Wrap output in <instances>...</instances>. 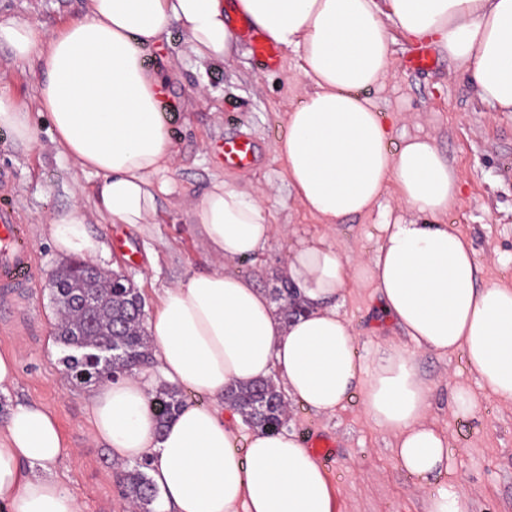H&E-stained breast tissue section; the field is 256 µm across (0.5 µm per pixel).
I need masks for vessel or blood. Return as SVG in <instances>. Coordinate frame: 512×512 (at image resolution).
Masks as SVG:
<instances>
[{"label": "vessel or blood", "mask_w": 512, "mask_h": 512, "mask_svg": "<svg viewBox=\"0 0 512 512\" xmlns=\"http://www.w3.org/2000/svg\"><path fill=\"white\" fill-rule=\"evenodd\" d=\"M237 32L251 45L261 69H271L280 62L278 44L262 31L254 28L246 17L235 21ZM220 152L226 166L240 170L250 169L255 161L256 147L246 137L225 139ZM37 255L27 240L26 227L19 223L8 201H0V298L11 300L32 288Z\"/></svg>", "instance_id": "b4317fda"}]
</instances>
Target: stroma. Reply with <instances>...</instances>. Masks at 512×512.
<instances>
[{
    "mask_svg": "<svg viewBox=\"0 0 512 512\" xmlns=\"http://www.w3.org/2000/svg\"><path fill=\"white\" fill-rule=\"evenodd\" d=\"M85 7L86 0H0V16L20 17L51 33ZM413 49V44L396 38L390 77L370 96L392 125L395 140L435 138L462 181L458 202L442 216V223L453 225L469 240L481 282L512 287V114L491 111L476 99L467 77L445 57H438L430 72L405 68ZM153 58L168 71L175 155L166 174L170 192L161 197L154 224L143 231L114 226L97 213V176L81 171L58 152L49 118L38 109L39 71L33 64L17 62L0 45V87L27 106L35 129V141L27 148L0 134V175L5 178L0 189L26 224L38 257L28 297L19 302L11 320L0 318V354L18 360L15 384L0 393V417L15 404L36 403L56 418L67 451L54 472L78 495L83 512H124V500L116 483L117 462L93 434L88 415L91 387L64 374L68 350L55 339L48 280L65 258L45 232L46 218L76 205L94 238L108 241L120 234L125 249L113 250L111 260L100 266L130 279L151 315L165 288L218 267L187 208L202 198L214 178L248 192L263 191L261 201L276 232L263 253L237 261L231 270L268 291L281 285L293 244L288 228L326 235L349 253L366 255L381 244L384 209L399 196L397 186L388 184L371 214L326 227L289 193L275 141L288 112L300 101L301 61L296 53L283 51L277 68L263 70L242 39L232 56L200 63L189 56L173 24ZM229 135L254 141L257 153L251 169L225 167L217 155L216 146ZM379 303L375 289L353 285L341 312L364 360L389 345L415 351L419 370L432 388L429 420L451 444L448 471L437 482L423 485L403 470L394 458L391 437L368 419L360 396L333 415L289 404L288 429L311 443L325 437L335 444V457L325 466L333 512H426L429 499L450 483L463 494L468 512H512V402L481 388L462 352L416 351ZM458 387L475 398L476 410L470 416L455 412L452 392Z\"/></svg>",
    "mask_w": 512,
    "mask_h": 512,
    "instance_id": "obj_1",
    "label": "stroma"
}]
</instances>
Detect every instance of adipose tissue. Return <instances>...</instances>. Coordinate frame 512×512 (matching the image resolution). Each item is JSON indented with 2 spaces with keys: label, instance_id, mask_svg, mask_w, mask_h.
Returning <instances> with one entry per match:
<instances>
[{
  "label": "adipose tissue",
  "instance_id": "1",
  "mask_svg": "<svg viewBox=\"0 0 512 512\" xmlns=\"http://www.w3.org/2000/svg\"><path fill=\"white\" fill-rule=\"evenodd\" d=\"M235 8L302 61V102L276 145L295 198L329 226L370 213L392 182L397 214L365 257L322 235H297L284 274L304 311L287 321L253 281L228 270L265 250L273 224L258 197L214 179L192 215L225 267L164 290L148 327L155 367L97 386L94 436L115 459L148 461L154 512H331L325 472L305 441L259 430L239 449V415L224 393L270 379L285 400L332 414L360 388L366 415L393 436L399 466L432 482L448 470V438L428 421L430 388L405 349L388 347L368 363L357 357L341 312L346 289L375 288L384 314L417 348L464 352L481 387L511 402L512 288L478 285L472 248L440 223L459 178L434 138L390 149L393 130L366 91L387 79L398 32L429 40L481 103L512 112V0H237ZM173 22L197 60L233 50L224 0H87L80 17L49 35L0 18V44L42 73L37 102L53 143L98 176L95 207L114 224H153L167 192L165 82L146 54ZM0 130L20 146L34 137L28 108L2 89ZM47 231L60 253L111 255L79 207L50 216ZM160 383L208 402L185 403L158 427L149 401ZM64 451L49 413L12 406L0 421V512H83L53 472Z\"/></svg>",
  "mask_w": 512,
  "mask_h": 512
}]
</instances>
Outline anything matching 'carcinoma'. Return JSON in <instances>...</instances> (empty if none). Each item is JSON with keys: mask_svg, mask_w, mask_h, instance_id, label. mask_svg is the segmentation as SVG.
<instances>
[{"mask_svg": "<svg viewBox=\"0 0 512 512\" xmlns=\"http://www.w3.org/2000/svg\"><path fill=\"white\" fill-rule=\"evenodd\" d=\"M54 279L57 287L51 290V296L58 314L55 336L61 345L75 350L64 359L66 374L71 380L87 384L105 375L115 377L131 372L148 361L145 303L139 289L130 281H125L121 288H114L111 278L87 267L82 259L60 266ZM274 293L275 299L282 302L284 319L303 312L287 281H281V287L274 289ZM80 295L91 299V308L78 303ZM104 342L111 343L114 351L108 360L93 356ZM226 400L249 427L271 432L280 429L281 419L288 410L271 380L232 388ZM184 403L185 396L179 389L160 385L151 398L158 429H163ZM146 469L147 464L138 462L123 468L118 475L121 496L133 512H153L151 506L157 491Z\"/></svg>", "mask_w": 512, "mask_h": 512, "instance_id": "carcinoma-1", "label": "carcinoma"}]
</instances>
